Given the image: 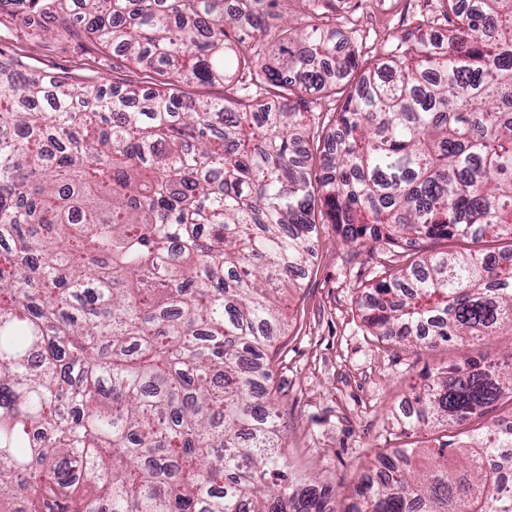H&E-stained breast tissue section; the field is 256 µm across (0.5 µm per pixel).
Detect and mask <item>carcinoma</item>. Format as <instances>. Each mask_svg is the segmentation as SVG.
<instances>
[{"mask_svg": "<svg viewBox=\"0 0 512 512\" xmlns=\"http://www.w3.org/2000/svg\"><path fill=\"white\" fill-rule=\"evenodd\" d=\"M299 2L277 33L280 0H0L158 75L0 60V507L331 512L293 477L264 363L317 205L345 242L400 250L368 294L376 335L512 332V0H443L448 33L420 23L363 62L332 0ZM449 239L482 247L417 251ZM506 394L512 353L466 357L400 421L468 427ZM508 447L512 424L388 448L349 512H512V455L485 468Z\"/></svg>", "mask_w": 512, "mask_h": 512, "instance_id": "carcinoma-1", "label": "carcinoma"}]
</instances>
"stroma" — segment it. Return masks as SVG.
<instances>
[{"label": "stroma", "instance_id": "stroma-1", "mask_svg": "<svg viewBox=\"0 0 512 512\" xmlns=\"http://www.w3.org/2000/svg\"><path fill=\"white\" fill-rule=\"evenodd\" d=\"M333 26L360 58L423 19L443 32L442 0H334ZM35 21L0 15V57L20 58L45 72L88 82L128 78L113 50L67 35H39ZM313 258L286 301V320L273 344L272 384L281 412L288 461L295 475L332 490L334 512H345L368 466L385 448L405 441L398 421L423 374L461 357L452 346L410 348L372 336L363 320L367 288L390 252L349 247L334 225H317Z\"/></svg>", "mask_w": 512, "mask_h": 512}]
</instances>
